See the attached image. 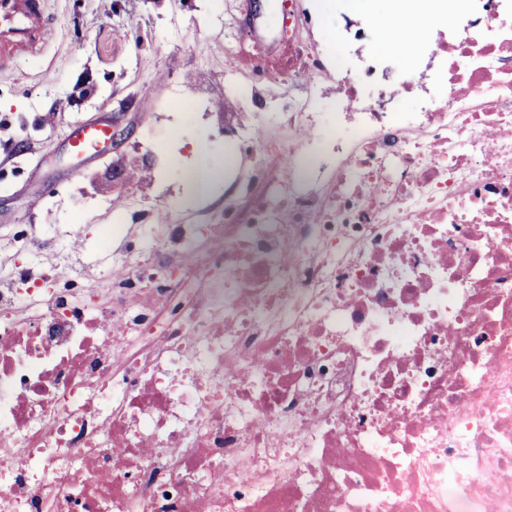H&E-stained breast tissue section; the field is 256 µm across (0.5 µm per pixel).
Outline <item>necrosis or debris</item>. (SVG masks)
<instances>
[{"mask_svg":"<svg viewBox=\"0 0 512 512\" xmlns=\"http://www.w3.org/2000/svg\"><path fill=\"white\" fill-rule=\"evenodd\" d=\"M395 18L411 73L368 21L336 72L289 11L314 88L273 121L311 178L161 225L110 287H0V512H512V0ZM239 136L246 190L277 145ZM75 236L15 234L70 267Z\"/></svg>","mask_w":512,"mask_h":512,"instance_id":"1","label":"necrosis or debris"}]
</instances>
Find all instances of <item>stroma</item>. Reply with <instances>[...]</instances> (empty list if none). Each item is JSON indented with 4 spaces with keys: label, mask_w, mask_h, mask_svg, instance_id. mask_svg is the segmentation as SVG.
Returning a JSON list of instances; mask_svg holds the SVG:
<instances>
[{
    "label": "stroma",
    "mask_w": 512,
    "mask_h": 512,
    "mask_svg": "<svg viewBox=\"0 0 512 512\" xmlns=\"http://www.w3.org/2000/svg\"><path fill=\"white\" fill-rule=\"evenodd\" d=\"M302 6L331 50L345 19L394 20L393 0ZM47 9L56 25L40 59H18L0 75V238L21 224L66 223L84 204L82 261L92 287L103 288L112 258L98 249L101 225L121 219L137 242L144 225L205 224L235 202L238 144L211 115L267 125L264 109L239 99L226 74L256 52L278 66L282 0H47ZM93 121L129 134L73 156L72 129ZM201 137L224 170L204 195L181 177Z\"/></svg>",
    "instance_id": "obj_1"
}]
</instances>
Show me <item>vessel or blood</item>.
<instances>
[{"mask_svg": "<svg viewBox=\"0 0 512 512\" xmlns=\"http://www.w3.org/2000/svg\"><path fill=\"white\" fill-rule=\"evenodd\" d=\"M52 23L44 0H0V73L18 58L41 56ZM108 139L107 127L86 124L73 132L70 147L75 155L88 156Z\"/></svg>", "mask_w": 512, "mask_h": 512, "instance_id": "vessel-or-blood-1", "label": "vessel or blood"}]
</instances>
